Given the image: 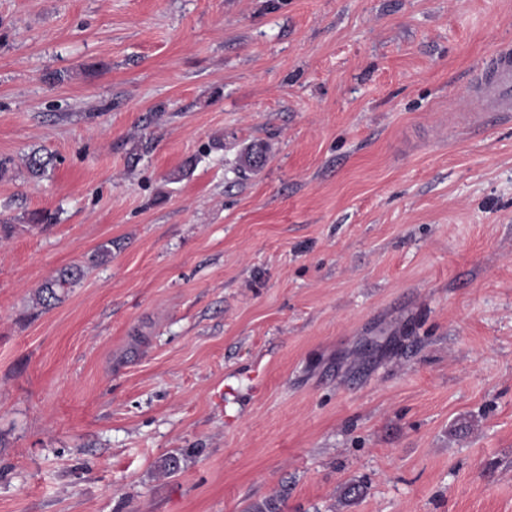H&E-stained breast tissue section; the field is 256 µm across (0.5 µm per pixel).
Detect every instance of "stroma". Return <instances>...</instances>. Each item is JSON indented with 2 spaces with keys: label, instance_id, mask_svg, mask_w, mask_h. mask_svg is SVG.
Listing matches in <instances>:
<instances>
[{
  "label": "stroma",
  "instance_id": "35a3bbf8",
  "mask_svg": "<svg viewBox=\"0 0 512 512\" xmlns=\"http://www.w3.org/2000/svg\"><path fill=\"white\" fill-rule=\"evenodd\" d=\"M504 42L512 0H0V158L55 160L0 179V512H512ZM483 112H512V50H497L477 72L469 88ZM84 277V266L73 264L61 268L56 274L44 281L35 292V305L49 309L62 302L72 288Z\"/></svg>",
  "mask_w": 512,
  "mask_h": 512
}]
</instances>
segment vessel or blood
<instances>
[{
  "mask_svg": "<svg viewBox=\"0 0 512 512\" xmlns=\"http://www.w3.org/2000/svg\"><path fill=\"white\" fill-rule=\"evenodd\" d=\"M471 98L486 112H512V49L497 50L471 82Z\"/></svg>",
  "mask_w": 512,
  "mask_h": 512,
  "instance_id": "1",
  "label": "vessel or blood"
}]
</instances>
